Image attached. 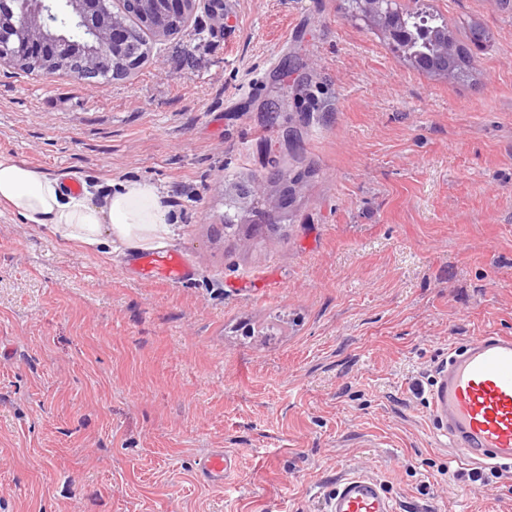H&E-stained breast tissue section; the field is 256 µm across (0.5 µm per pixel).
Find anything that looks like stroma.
<instances>
[{"label":"stroma","instance_id":"stroma-1","mask_svg":"<svg viewBox=\"0 0 512 512\" xmlns=\"http://www.w3.org/2000/svg\"><path fill=\"white\" fill-rule=\"evenodd\" d=\"M399 2L491 31L472 79L342 0H224L124 79L0 67V152L98 201L155 184L193 270L148 282L0 208V512H326L355 471L397 512H512V469L468 480L430 412L451 345L512 335V13ZM278 169L285 234L226 248L225 177ZM237 466L235 454L217 448L197 460L198 477L213 487H223L224 480L232 474Z\"/></svg>","mask_w":512,"mask_h":512}]
</instances>
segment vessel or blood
Listing matches in <instances>:
<instances>
[{"label":"vessel or blood","instance_id":"obj_1","mask_svg":"<svg viewBox=\"0 0 512 512\" xmlns=\"http://www.w3.org/2000/svg\"><path fill=\"white\" fill-rule=\"evenodd\" d=\"M192 271L174 253L141 254L139 275L178 285ZM431 415L455 451L479 467L512 468V336L485 332L450 349L431 392ZM237 466L235 454L215 449L197 460L206 484L223 486ZM327 512H395L382 484L364 474L343 476L328 496Z\"/></svg>","mask_w":512,"mask_h":512}]
</instances>
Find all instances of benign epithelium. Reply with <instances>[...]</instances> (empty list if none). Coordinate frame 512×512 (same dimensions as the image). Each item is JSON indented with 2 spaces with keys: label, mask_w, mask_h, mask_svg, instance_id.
I'll return each instance as SVG.
<instances>
[{
  "label": "benign epithelium",
  "mask_w": 512,
  "mask_h": 512,
  "mask_svg": "<svg viewBox=\"0 0 512 512\" xmlns=\"http://www.w3.org/2000/svg\"><path fill=\"white\" fill-rule=\"evenodd\" d=\"M125 11L157 39L188 28L199 10L214 18L221 16L223 0H122ZM107 0H30L28 12L17 17L14 0H0V65H29L44 76L58 72L80 83L127 75L143 63L137 50V33L109 16ZM81 32L76 39L56 25L57 10ZM262 195L263 217L252 220L254 228L266 233L292 205L288 177L277 178L275 189L266 190L261 180L254 183Z\"/></svg>",
  "instance_id": "1"
}]
</instances>
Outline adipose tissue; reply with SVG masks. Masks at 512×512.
<instances>
[{
    "mask_svg": "<svg viewBox=\"0 0 512 512\" xmlns=\"http://www.w3.org/2000/svg\"><path fill=\"white\" fill-rule=\"evenodd\" d=\"M0 205L19 223L103 250L115 243L129 250L156 248L173 232L162 196L153 184L126 182L98 205L88 194H71L58 178L2 152Z\"/></svg>",
    "mask_w": 512,
    "mask_h": 512,
    "instance_id": "obj_1",
    "label": "adipose tissue"
}]
</instances>
